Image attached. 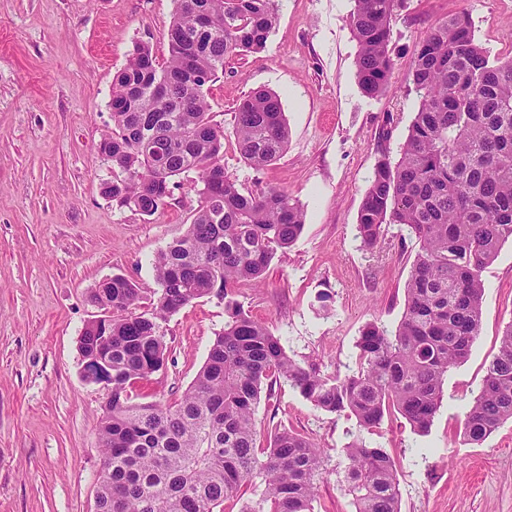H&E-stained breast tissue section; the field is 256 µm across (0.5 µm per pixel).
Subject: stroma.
<instances>
[{"label": "stroma", "instance_id": "stroma-1", "mask_svg": "<svg viewBox=\"0 0 512 512\" xmlns=\"http://www.w3.org/2000/svg\"><path fill=\"white\" fill-rule=\"evenodd\" d=\"M263 51L228 60L209 93L224 132L223 163L247 191L298 200L305 227L272 260L260 287L238 286L244 311L321 373L353 369L367 323L395 330L417 246L387 225L377 245L357 237L358 212L381 154L397 157L418 109L411 66L419 42L460 12L492 57H512V0H405L393 27L392 89L368 97L356 77L353 0H276ZM175 0H0V512H94L98 431L107 388L83 377L78 340L101 316L88 295L119 274L156 289L153 259L183 235L199 203L178 180L146 217L102 192L112 166L97 147L112 125V76L140 43L158 59ZM276 92L288 147L254 169L235 147L234 112L251 91ZM480 334L451 368L428 433L399 414L359 431L288 383L256 407L258 437L282 424L327 453L314 512H355L342 483L354 435L396 462L400 512H512V420L482 444L459 434L499 339L512 324V242L483 274ZM224 327V303L197 300L166 322L169 358L140 384L141 401L171 404L191 385Z\"/></svg>", "mask_w": 512, "mask_h": 512}]
</instances>
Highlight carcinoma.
I'll return each instance as SVG.
<instances>
[{"instance_id": "1", "label": "carcinoma", "mask_w": 512, "mask_h": 512, "mask_svg": "<svg viewBox=\"0 0 512 512\" xmlns=\"http://www.w3.org/2000/svg\"><path fill=\"white\" fill-rule=\"evenodd\" d=\"M405 0H355L358 83L369 97L391 91L393 22ZM277 21L275 0H176L168 56L135 47L112 79V128L98 155L112 164L103 194L152 216L168 205L171 181L198 174L199 205L186 232L155 256L158 288L138 311L142 289L123 275L100 282L91 302L112 308L106 326L87 323L80 353L112 344L111 391L99 431L97 512H223L224 501L260 480L240 512H314L324 449L277 425L256 445L255 408L264 387L284 379L316 407L381 423L394 408L425 434L443 398L448 370L479 336L483 273L512 241V59H490L461 12L420 43L412 67L419 107L398 160L375 165L357 220L361 246L374 247L388 224L404 226L418 250L406 304L392 333L369 324L356 368L340 375L306 369L279 337L253 319L233 288L257 286L277 254L304 228L287 192L242 191L224 169V131L212 123L207 92L224 62L258 53ZM236 148L262 168L288 146L278 94L260 89L237 106ZM224 301V329L193 384L173 404L137 402L132 386L166 359L165 323L192 302ZM512 419V324L465 413L463 441L480 444ZM343 483L355 512H399L395 460L357 436L344 448Z\"/></svg>"}]
</instances>
